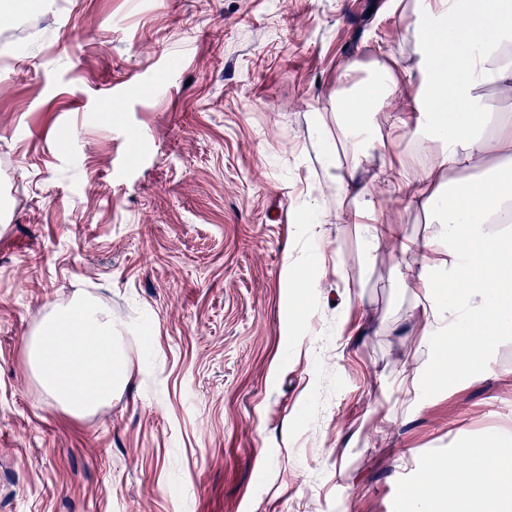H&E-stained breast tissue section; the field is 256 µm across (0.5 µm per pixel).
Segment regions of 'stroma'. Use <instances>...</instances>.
Instances as JSON below:
<instances>
[{"instance_id": "35a3bbf8", "label": "stroma", "mask_w": 512, "mask_h": 512, "mask_svg": "<svg viewBox=\"0 0 512 512\" xmlns=\"http://www.w3.org/2000/svg\"><path fill=\"white\" fill-rule=\"evenodd\" d=\"M386 2L0 0V512H399L512 433V332L449 372L390 242L330 193L324 242L299 214L336 138L308 105L411 27ZM79 293L132 373L83 418L24 346ZM468 480L471 512H512V443Z\"/></svg>"}]
</instances>
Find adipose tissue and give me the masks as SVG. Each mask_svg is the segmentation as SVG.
<instances>
[{
	"label": "adipose tissue",
	"instance_id": "1",
	"mask_svg": "<svg viewBox=\"0 0 512 512\" xmlns=\"http://www.w3.org/2000/svg\"><path fill=\"white\" fill-rule=\"evenodd\" d=\"M416 62L394 50L369 66L351 62L328 108L340 134L320 156L342 222L368 246L390 238L403 257L398 285L438 292L443 272L461 285L448 296L453 334L448 366L475 364L490 333L512 330V237L491 231L512 204V114L490 112L485 92L512 100V0H414ZM407 98L409 108L379 124L380 112ZM383 159L371 177L363 164ZM465 170L478 179L462 178ZM420 209L432 226L422 239L397 236L374 194L377 184ZM28 364L43 392L65 412L85 417L130 382L112 315L87 294L52 307L25 341Z\"/></svg>",
	"mask_w": 512,
	"mask_h": 512
}]
</instances>
